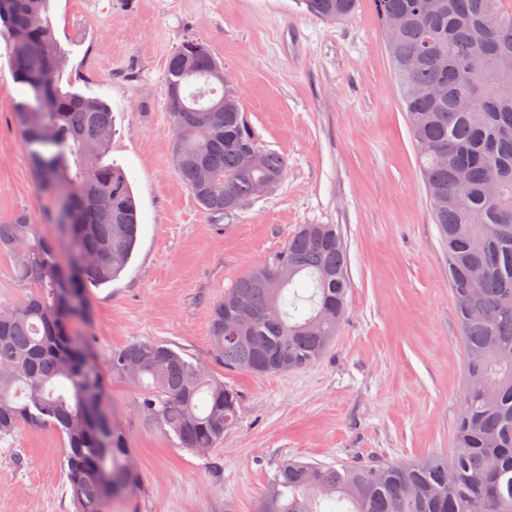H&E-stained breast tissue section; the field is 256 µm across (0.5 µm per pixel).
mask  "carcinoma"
<instances>
[{"label": "carcinoma", "mask_w": 512, "mask_h": 512, "mask_svg": "<svg viewBox=\"0 0 512 512\" xmlns=\"http://www.w3.org/2000/svg\"><path fill=\"white\" fill-rule=\"evenodd\" d=\"M49 0H0V35L17 83L32 101L14 106L38 184L70 207L63 242L25 213L0 221V253L14 257L32 292L0 307V439L51 427L79 512H106L134 492L140 474L109 407L103 371L75 324L89 288L127 266L139 234L125 173L106 161L115 133L101 100L65 90L64 52ZM328 21L357 0H304ZM401 92L402 109L448 253L467 379L451 455L410 464L281 466L258 512H512V8L498 0H372ZM485 68L474 71L470 56ZM53 81L42 87L40 75ZM174 166L200 207L222 219L254 198L260 180L281 181L288 161L258 151L224 64L199 38L183 41L166 71ZM347 253L334 224H303L271 261L235 280L212 308L215 361L229 371L288 372L326 353L347 312ZM112 372L138 385L146 419L179 447H215L237 421L239 394L208 366L166 344L112 352Z\"/></svg>", "instance_id": "cac0c4a2"}]
</instances>
